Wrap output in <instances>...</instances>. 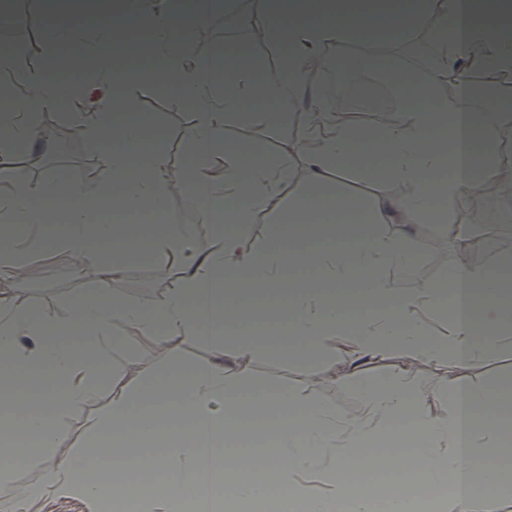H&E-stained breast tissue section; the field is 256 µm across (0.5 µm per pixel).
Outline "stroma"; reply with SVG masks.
<instances>
[{"label": "stroma", "instance_id": "1", "mask_svg": "<svg viewBox=\"0 0 512 512\" xmlns=\"http://www.w3.org/2000/svg\"><path fill=\"white\" fill-rule=\"evenodd\" d=\"M432 53L431 42L422 34L408 40H393L380 46L378 56L361 69V76L371 83L384 85L392 69L400 67L402 60H410L418 76H425ZM141 111L151 116V126L158 135V145L166 153L173 171H180L189 156L182 139L183 131L193 120L191 108L171 90L162 88L148 79H142L127 88ZM37 124L51 141L49 150L31 151L23 155V169L30 180L41 181L45 171L59 168L62 160L75 166V179L80 183L102 184L108 179V170L99 154L87 153L85 141L73 135V121L68 110L60 108L39 114ZM228 134L238 141H245L275 155L285 153L292 131L267 128L244 120L230 125ZM512 209V193L486 201L473 196L462 199L452 214V222L473 225L480 240L495 242L497 251L488 255L486 266H494L498 255L512 253V222L496 221L498 211ZM448 224L435 221L415 225L416 237L422 244L415 262L404 277L402 286L414 290L443 280L455 268L461 253L459 245L448 236ZM104 270L89 266L73 272L67 259L31 252L26 261L23 277L9 287L15 304L37 312L57 316L67 315L72 303L79 297L92 294L103 281ZM176 272L167 262L141 258L132 261L126 269L123 296L128 303L136 304L159 297L174 286ZM168 361L164 345L144 347L134 337H127L123 350L117 355L113 371L128 384L139 381L144 372L163 367ZM341 359L326 352L318 357L265 356L253 357L241 368L242 376L255 385H277L301 392L307 398L333 410L347 419H358L364 410L363 387L365 383L386 372L383 363H372L366 369L349 377H341ZM417 383L432 392L427 408L428 415L436 420L446 416L448 391L457 381H470L490 386L506 377H512V344L505 346L478 365H458L449 371H436L427 365L413 367Z\"/></svg>", "mask_w": 512, "mask_h": 512}]
</instances>
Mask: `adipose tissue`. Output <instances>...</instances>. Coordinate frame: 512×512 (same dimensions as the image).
<instances>
[{
    "instance_id": "adipose-tissue-1",
    "label": "adipose tissue",
    "mask_w": 512,
    "mask_h": 512,
    "mask_svg": "<svg viewBox=\"0 0 512 512\" xmlns=\"http://www.w3.org/2000/svg\"><path fill=\"white\" fill-rule=\"evenodd\" d=\"M47 19L33 53L67 55L82 74L66 82L22 71L11 51L0 52V89L24 84L27 94L0 110V281L20 278L22 247L63 254L80 266L103 265L106 283L77 298L64 323L15 305L0 293V353L12 367L52 383L39 408L15 420L11 407L26 398V385L0 391V476L20 453L37 452L41 467L28 493L0 504V512H34L38 503L78 497L114 506L133 500L140 512H220L211 457L223 442L237 444L236 498H263L276 483L286 500L307 512H369L367 500L347 481L353 466L376 459L356 454L354 444L405 423L420 444L414 453L421 480L447 488L446 512L467 504L512 497V385L486 388L468 381L449 391L448 419L425 412L428 393L415 387L413 363L445 369L477 364L512 342V254L490 268L451 269L447 283L412 292L393 288L384 272L411 263L416 241L394 236L390 224H423L456 208L471 190L500 173L493 135L512 111L475 102L470 76L512 73V0H263L256 55L237 47L182 61L190 53L201 12L213 0H167L161 11L148 0H45ZM151 35L154 66L149 79L178 89L194 111L184 133L190 165L173 172L156 145L136 101L117 89L132 74L111 49L131 27ZM421 27L433 33L430 71L419 81L405 69L393 81L407 107L401 121L368 127L336 122L325 104L304 114L288 155L271 156L227 136L231 122L247 119L284 125L298 111L323 51L387 36L408 38ZM279 52V67L257 79L261 49ZM457 94L444 95L447 80ZM67 106L88 146L101 152L109 177L89 186L47 172L31 182L17 163L40 148L37 113ZM366 151L386 157L384 170L357 168L359 180L381 177L405 183L407 195L365 201L355 193H310L284 204L294 176L289 154L302 155L312 183L325 182L341 162ZM203 211L220 238L219 250L196 248L182 225L111 224L106 203L129 213L166 206L171 186ZM65 199L61 233H46L50 210ZM287 205L263 245L241 230ZM352 216L349 224H310V214ZM148 256L176 265L177 282L152 302L132 305L119 292L129 259ZM310 277H302L301 269ZM370 310L355 324L345 319L344 283ZM272 294L292 314L284 335L265 340L229 336L227 324L243 300ZM447 312L443 335H432L428 318ZM122 324L140 343L166 339L177 351L186 338L209 340L206 363L184 369L178 359L135 386L119 385L109 410L91 420L81 451L59 454L68 436L66 418L92 404L109 378L105 366L122 347L112 328ZM232 350H225L224 338ZM339 356L346 373L392 357L400 362L380 383L364 389L358 420L278 386L256 390L238 375L256 353L294 352ZM273 436L263 453L249 449L253 420Z\"/></svg>"
}]
</instances>
